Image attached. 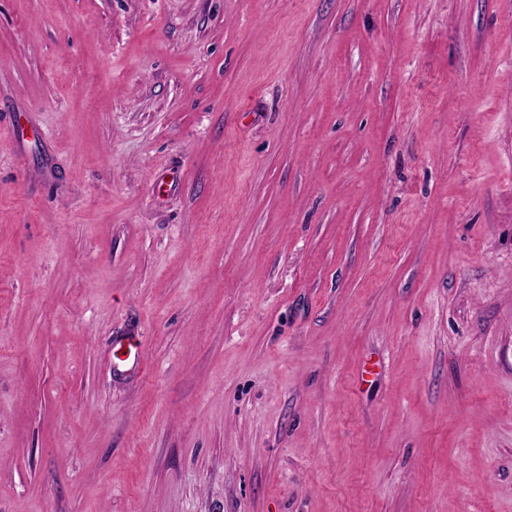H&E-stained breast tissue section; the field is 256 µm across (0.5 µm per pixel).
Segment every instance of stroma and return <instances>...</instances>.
<instances>
[{
  "mask_svg": "<svg viewBox=\"0 0 512 512\" xmlns=\"http://www.w3.org/2000/svg\"><path fill=\"white\" fill-rule=\"evenodd\" d=\"M0 512H512V0H0Z\"/></svg>",
  "mask_w": 512,
  "mask_h": 512,
  "instance_id": "35a3bbf8",
  "label": "stroma"
}]
</instances>
